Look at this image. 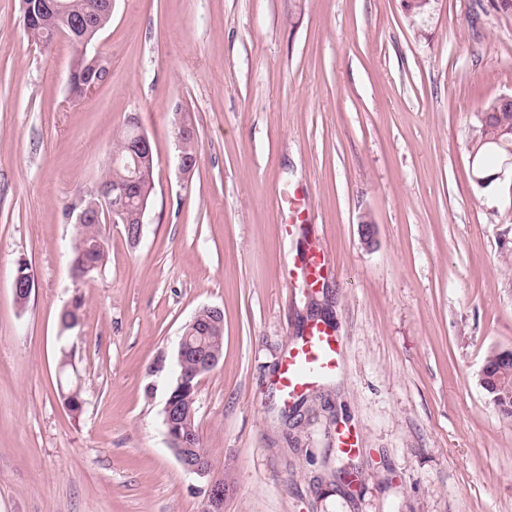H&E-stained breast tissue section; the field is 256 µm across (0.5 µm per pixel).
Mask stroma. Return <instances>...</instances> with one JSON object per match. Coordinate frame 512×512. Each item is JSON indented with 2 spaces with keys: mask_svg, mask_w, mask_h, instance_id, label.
<instances>
[{
  "mask_svg": "<svg viewBox=\"0 0 512 512\" xmlns=\"http://www.w3.org/2000/svg\"><path fill=\"white\" fill-rule=\"evenodd\" d=\"M109 77L69 92L74 48L39 47L0 0V512H512V420L480 385L512 350V172L471 176L474 113L512 95V14L492 0H112ZM199 168L178 171L175 109ZM137 116L155 155L141 241L106 227L103 273L75 282L64 209ZM296 196L306 232L278 202ZM375 226L373 246L360 226ZM332 266L293 282L306 239ZM34 280L18 304L19 262ZM84 296L64 338L59 315ZM224 312L196 422L208 477L185 472L163 407L178 340ZM336 372L283 418L276 380L317 317ZM71 345L84 399L59 394ZM355 434L353 482L337 432Z\"/></svg>",
  "mask_w": 512,
  "mask_h": 512,
  "instance_id": "stroma-1",
  "label": "stroma"
}]
</instances>
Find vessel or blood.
I'll use <instances>...</instances> for the list:
<instances>
[{
  "instance_id": "b4317fda",
  "label": "vessel or blood",
  "mask_w": 512,
  "mask_h": 512,
  "mask_svg": "<svg viewBox=\"0 0 512 512\" xmlns=\"http://www.w3.org/2000/svg\"><path fill=\"white\" fill-rule=\"evenodd\" d=\"M328 262L329 257L321 247H310L303 264L291 270L290 275L310 284L317 283ZM339 349V341L326 327L311 325L283 359L277 387L284 401L299 398L332 372L337 366Z\"/></svg>"
}]
</instances>
